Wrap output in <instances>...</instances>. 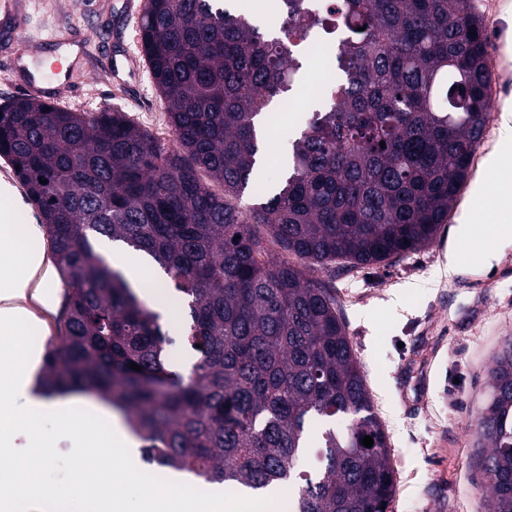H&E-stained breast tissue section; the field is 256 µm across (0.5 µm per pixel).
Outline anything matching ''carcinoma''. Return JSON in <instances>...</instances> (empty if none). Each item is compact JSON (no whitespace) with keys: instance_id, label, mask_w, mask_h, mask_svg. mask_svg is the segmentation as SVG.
<instances>
[{"instance_id":"cac0c4a2","label":"carcinoma","mask_w":512,"mask_h":512,"mask_svg":"<svg viewBox=\"0 0 512 512\" xmlns=\"http://www.w3.org/2000/svg\"><path fill=\"white\" fill-rule=\"evenodd\" d=\"M279 2L280 34L267 37L219 0H145L143 53L176 151L110 108L0 105V158L37 208L66 286L36 390L111 402L159 467L257 497L288 487L293 512H388L387 438L336 297L274 248L359 268L433 243L490 117L487 31L475 0H336L319 16L307 0ZM313 31L336 34V98L312 113L274 193L246 215L227 198L248 188L268 107L291 90ZM99 237L166 274L183 305L188 374L168 369L160 314L96 251ZM489 386L480 470L490 512H512V341ZM346 416L344 429L311 426ZM310 448L315 472L298 469Z\"/></svg>"}]
</instances>
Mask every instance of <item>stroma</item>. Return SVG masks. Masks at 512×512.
Masks as SVG:
<instances>
[{
	"label": "stroma",
	"instance_id": "35a3bbf8",
	"mask_svg": "<svg viewBox=\"0 0 512 512\" xmlns=\"http://www.w3.org/2000/svg\"><path fill=\"white\" fill-rule=\"evenodd\" d=\"M124 0H20L21 38L47 41L81 33L89 54L73 63L75 84L63 108L94 115L111 107L150 133L167 150L176 142L147 65L139 60L140 15ZM490 39L493 105L485 136L471 164L472 179L491 181L484 159L498 138L499 113L512 97V50L505 43V13L512 0H476ZM137 56L109 77L101 61L113 47ZM309 112L283 116L269 127L270 153L259 185L276 182L284 171L291 142ZM8 185L15 206L0 202L16 224L32 225L29 248L44 254L46 287L29 288L21 305L36 330L34 350L19 402L33 406L40 396L34 379L56 336L65 288L49 256L48 238L35 208L10 165L0 160V185ZM462 188L436 240L416 253L367 268L342 263L327 269L296 260L304 275L331 288L349 341L364 369L373 411L387 435L396 486L391 512H486L479 469L476 424L484 407L494 356L512 338V235L496 247L492 265L474 255L473 265L450 277L444 271L456 241L459 217L469 199Z\"/></svg>",
	"mask_w": 512,
	"mask_h": 512
}]
</instances>
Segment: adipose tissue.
Wrapping results in <instances>:
<instances>
[{
    "mask_svg": "<svg viewBox=\"0 0 512 512\" xmlns=\"http://www.w3.org/2000/svg\"><path fill=\"white\" fill-rule=\"evenodd\" d=\"M486 165L495 178L494 188L476 183L472 189L470 213L460 224L457 244L448 253L445 270L456 275L470 265L471 230L473 219L485 226L483 259L492 262L496 257L497 241L512 234V104L504 103L500 114V134L497 144L486 159ZM25 228L11 224L8 217L0 218V286L8 295L24 294L36 272L43 264L41 253L23 248L27 237ZM111 264L131 275L142 297L161 309L169 320H176L178 308L163 294L160 279L135 262L125 251H109Z\"/></svg>",
    "mask_w": 512,
    "mask_h": 512,
    "instance_id": "ef3b65f1",
    "label": "adipose tissue"
}]
</instances>
